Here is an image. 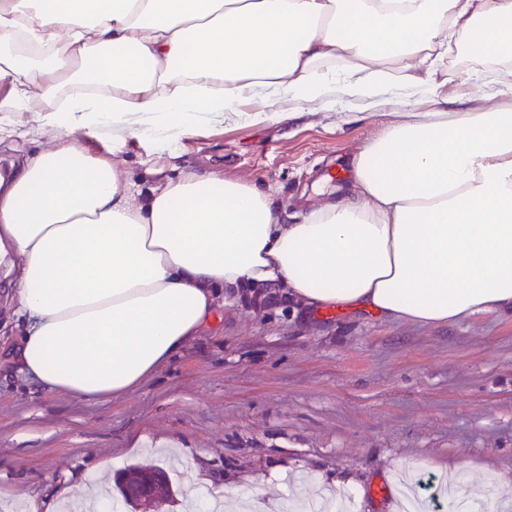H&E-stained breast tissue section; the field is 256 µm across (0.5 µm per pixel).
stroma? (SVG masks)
<instances>
[{
	"instance_id": "obj_1",
	"label": "stroma",
	"mask_w": 512,
	"mask_h": 512,
	"mask_svg": "<svg viewBox=\"0 0 512 512\" xmlns=\"http://www.w3.org/2000/svg\"><path fill=\"white\" fill-rule=\"evenodd\" d=\"M482 62L449 46L438 95L466 99ZM391 91L373 105L336 95L287 119L229 120L190 129L174 147L103 124L76 146L119 163L149 192L181 174L247 179L275 190L300 222L316 180L379 136L407 103ZM35 98L0 112V167L55 145ZM175 357L139 387L108 400L40 392L12 356L27 318L0 282V512H31L62 490L97 480V463L165 469L174 512H212L217 487L256 496L257 512H284L332 491L330 512H401L374 483L410 472L433 488L463 476L483 512L488 496L512 492V316L478 314L451 326L385 319L358 310L316 312L290 299L265 308L241 297L217 309Z\"/></svg>"
}]
</instances>
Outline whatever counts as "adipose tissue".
Returning a JSON list of instances; mask_svg holds the SVG:
<instances>
[{"instance_id":"obj_1","label":"adipose tissue","mask_w":512,"mask_h":512,"mask_svg":"<svg viewBox=\"0 0 512 512\" xmlns=\"http://www.w3.org/2000/svg\"><path fill=\"white\" fill-rule=\"evenodd\" d=\"M452 41L496 63L470 108L390 124L298 224L246 180L139 194L69 142L109 122L172 143L337 86L370 99L395 64L407 95L430 96ZM337 58L339 85L323 70ZM62 87L47 115L61 145L0 178V266L18 268L29 318L13 356L46 390L137 388L215 323L222 288L418 324L512 314V0H0V112Z\"/></svg>"}]
</instances>
